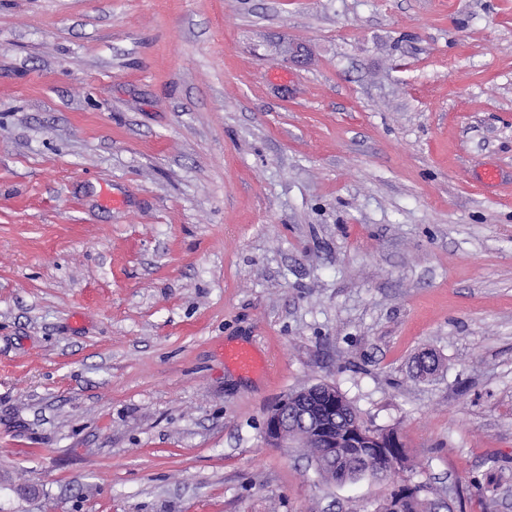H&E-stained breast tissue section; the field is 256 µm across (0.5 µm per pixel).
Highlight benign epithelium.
<instances>
[{
    "mask_svg": "<svg viewBox=\"0 0 512 512\" xmlns=\"http://www.w3.org/2000/svg\"><path fill=\"white\" fill-rule=\"evenodd\" d=\"M323 390L305 391L292 398L283 399L267 415L265 432L269 441L280 444L296 436L293 428L297 424L289 419L294 414L304 427H315L317 443L322 448H334L341 444L347 448L362 445L378 446L383 443L381 434L367 429L359 418L346 413L336 414V399L329 397L320 404L318 398Z\"/></svg>",
    "mask_w": 512,
    "mask_h": 512,
    "instance_id": "1",
    "label": "benign epithelium"
}]
</instances>
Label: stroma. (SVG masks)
<instances>
[{"instance_id": "35a3bbf8", "label": "stroma", "mask_w": 512, "mask_h": 512, "mask_svg": "<svg viewBox=\"0 0 512 512\" xmlns=\"http://www.w3.org/2000/svg\"><path fill=\"white\" fill-rule=\"evenodd\" d=\"M313 383L413 470L270 443ZM403 483L512 512V0H0V512Z\"/></svg>"}]
</instances>
